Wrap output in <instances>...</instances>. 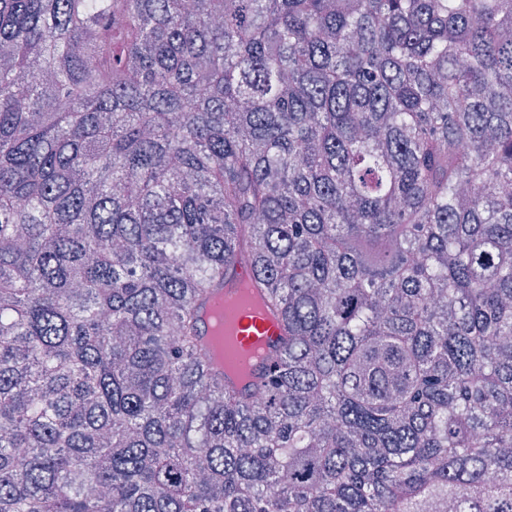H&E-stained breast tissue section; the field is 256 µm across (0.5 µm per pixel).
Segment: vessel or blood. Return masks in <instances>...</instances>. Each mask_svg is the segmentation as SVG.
<instances>
[{
  "mask_svg": "<svg viewBox=\"0 0 512 512\" xmlns=\"http://www.w3.org/2000/svg\"><path fill=\"white\" fill-rule=\"evenodd\" d=\"M250 268L236 266L224 279L223 287L212 291L200 307L201 324L199 350L204 357H211L213 339L211 319L215 312H223L227 327L224 342L225 371H236L246 364L261 373L270 366L281 336L279 318L270 307H257L245 289L251 282Z\"/></svg>",
  "mask_w": 512,
  "mask_h": 512,
  "instance_id": "b4317fda",
  "label": "vessel or blood"
}]
</instances>
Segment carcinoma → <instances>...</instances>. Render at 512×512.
Returning <instances> with one entry per match:
<instances>
[{
    "label": "carcinoma",
    "instance_id": "obj_1",
    "mask_svg": "<svg viewBox=\"0 0 512 512\" xmlns=\"http://www.w3.org/2000/svg\"><path fill=\"white\" fill-rule=\"evenodd\" d=\"M511 186L512 0H0V512H512ZM251 274L249 267L236 265L234 272L225 277L223 287L212 291L200 306L199 350L204 357L224 366L228 373H237L241 364L249 365L254 368L253 377L254 374L265 372L270 366L279 344L281 327L275 310L265 303L262 294L254 288ZM246 283L261 298L263 308L258 309L256 300L248 296L244 288ZM217 311L223 312L227 327L223 362L215 359L212 354L211 319Z\"/></svg>",
    "mask_w": 512,
    "mask_h": 512
}]
</instances>
